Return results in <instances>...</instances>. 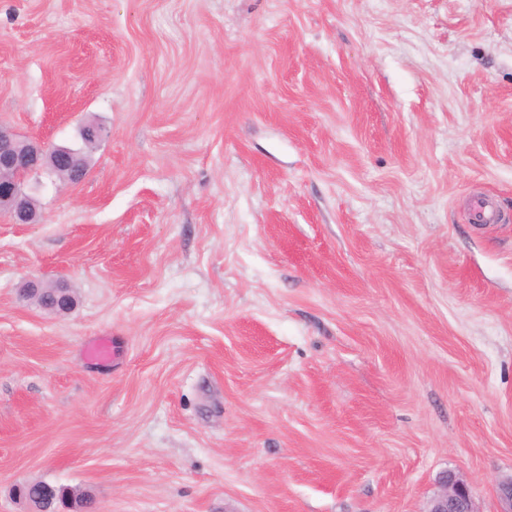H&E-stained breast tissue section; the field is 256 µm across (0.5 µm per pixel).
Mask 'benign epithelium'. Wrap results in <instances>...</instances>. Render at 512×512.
Returning a JSON list of instances; mask_svg holds the SVG:
<instances>
[{"instance_id":"7a95c632","label":"benign epithelium","mask_w":512,"mask_h":512,"mask_svg":"<svg viewBox=\"0 0 512 512\" xmlns=\"http://www.w3.org/2000/svg\"><path fill=\"white\" fill-rule=\"evenodd\" d=\"M68 162L75 181L87 174L86 167L76 163V154L62 155L39 141L23 140L11 128L0 125V212H7L16 224L34 223L36 213L29 203L25 186L32 179L51 174L59 163ZM75 298L66 284H60L56 303L48 310L53 314H69ZM14 496L25 505L24 512H61L58 505L74 503L71 512H85L87 501L68 489L50 484L24 481L14 485ZM428 512H477L470 485L452 471L439 477V490L430 501Z\"/></svg>"}]
</instances>
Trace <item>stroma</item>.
I'll return each instance as SVG.
<instances>
[{
    "instance_id": "1",
    "label": "stroma",
    "mask_w": 512,
    "mask_h": 512,
    "mask_svg": "<svg viewBox=\"0 0 512 512\" xmlns=\"http://www.w3.org/2000/svg\"><path fill=\"white\" fill-rule=\"evenodd\" d=\"M0 123L108 132L0 215V512H497L512 0H0ZM439 490L430 501L427 512H477L470 485L452 471L439 477ZM31 486L36 487L38 493L28 490ZM13 493L26 506L24 512H64L58 509L57 504L67 506L69 500L74 503L71 512H85L87 507V501L75 496L68 489L50 484L24 481L14 485Z\"/></svg>"
}]
</instances>
